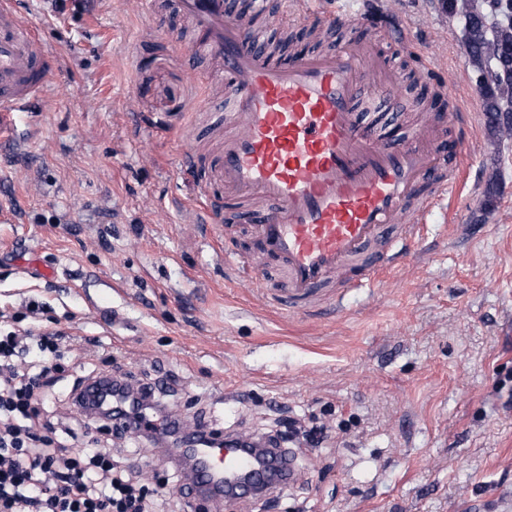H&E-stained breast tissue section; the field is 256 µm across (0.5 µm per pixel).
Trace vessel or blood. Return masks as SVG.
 I'll return each instance as SVG.
<instances>
[{"label":"vessel or blood","instance_id":"obj_1","mask_svg":"<svg viewBox=\"0 0 512 512\" xmlns=\"http://www.w3.org/2000/svg\"><path fill=\"white\" fill-rule=\"evenodd\" d=\"M228 0H174L209 56L224 65L227 91L214 127L221 143L209 161L188 150L182 165L208 164L225 199L211 205L210 223L248 224L256 255L286 286L273 299L284 314L307 312L318 298L334 299L337 282L373 287L397 255L418 240L426 217L459 178L473 143L436 123L393 144L388 113L399 103L382 80L383 62L369 42L328 44L283 61L269 52L266 0L231 12ZM54 57L41 47L10 0H0V143L14 139L20 113L50 92ZM194 482L187 499L206 497L223 512L225 497H256L291 484L296 455L271 451L272 466L253 465L245 449L205 425L194 428Z\"/></svg>","mask_w":512,"mask_h":512}]
</instances>
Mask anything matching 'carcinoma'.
Segmentation results:
<instances>
[{
  "label": "carcinoma",
  "mask_w": 512,
  "mask_h": 512,
  "mask_svg": "<svg viewBox=\"0 0 512 512\" xmlns=\"http://www.w3.org/2000/svg\"><path fill=\"white\" fill-rule=\"evenodd\" d=\"M441 6L462 23L463 45L477 75L488 128L497 134L502 129V115L512 110V77H503V69L512 71L509 5H502L495 21L485 0H441Z\"/></svg>",
  "instance_id": "obj_1"
}]
</instances>
